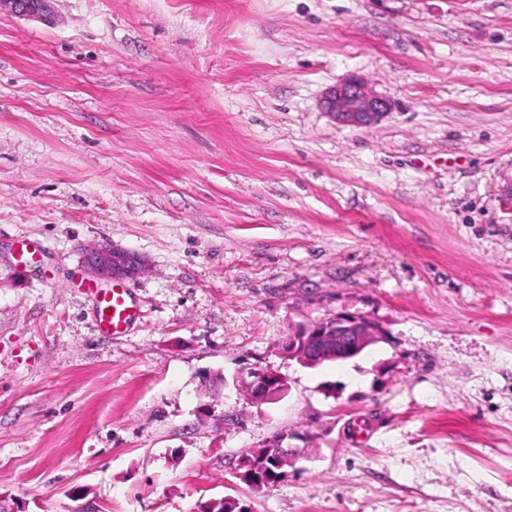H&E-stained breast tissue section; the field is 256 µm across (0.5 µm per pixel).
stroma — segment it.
Wrapping results in <instances>:
<instances>
[{"mask_svg": "<svg viewBox=\"0 0 512 512\" xmlns=\"http://www.w3.org/2000/svg\"><path fill=\"white\" fill-rule=\"evenodd\" d=\"M356 77L394 103L337 124ZM512 0L0 11V495L21 512H512ZM40 262L22 267L21 242ZM142 256L102 335L87 252ZM354 315L316 368L279 345ZM278 371L257 406L205 374ZM304 448L255 492L239 460ZM81 288L95 301L96 322L101 333L122 336L131 328L138 317V309L128 288L119 284L100 288L92 281L82 282ZM383 333L371 321L353 315L299 327L280 344L290 360L314 368L325 362L345 361L381 339Z\"/></svg>", "mask_w": 512, "mask_h": 512, "instance_id": "obj_1", "label": "stroma"}]
</instances>
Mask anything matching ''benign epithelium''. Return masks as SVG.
I'll list each match as a JSON object with an SVG mask.
<instances>
[{
	"mask_svg": "<svg viewBox=\"0 0 512 512\" xmlns=\"http://www.w3.org/2000/svg\"><path fill=\"white\" fill-rule=\"evenodd\" d=\"M51 0H0V8L32 18H42L50 12ZM323 108L336 122L351 126H371L381 120L390 109V103L373 93L367 84L351 79L330 90ZM144 260L134 253L113 246H100L86 258L88 273L98 279H124L140 273ZM383 333L371 321L353 315L302 326L287 336L280 344V352L304 367L314 368L325 362L345 361L362 353L368 346L381 339ZM236 389L256 405L274 404L287 395L288 379L271 369H247L237 372L233 380ZM251 454L267 461L271 468L266 474L256 473L248 467V457H243L237 476L259 492L279 476L281 464H291L302 456L299 448L288 447V433L273 436Z\"/></svg>",
	"mask_w": 512,
	"mask_h": 512,
	"instance_id": "obj_1",
	"label": "benign epithelium"
}]
</instances>
